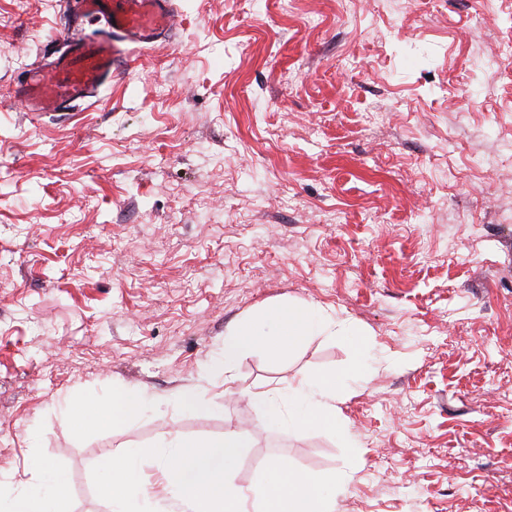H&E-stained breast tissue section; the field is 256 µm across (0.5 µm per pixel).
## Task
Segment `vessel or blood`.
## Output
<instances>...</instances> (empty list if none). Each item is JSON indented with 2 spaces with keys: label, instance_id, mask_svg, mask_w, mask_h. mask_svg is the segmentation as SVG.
Segmentation results:
<instances>
[{
  "label": "vessel or blood",
  "instance_id": "vessel-or-blood-1",
  "mask_svg": "<svg viewBox=\"0 0 512 512\" xmlns=\"http://www.w3.org/2000/svg\"><path fill=\"white\" fill-rule=\"evenodd\" d=\"M74 24L103 23L99 37L66 35L49 65L27 69L15 88L31 112H59L89 98L129 61L132 49L151 48L172 28L174 0H70Z\"/></svg>",
  "mask_w": 512,
  "mask_h": 512
}]
</instances>
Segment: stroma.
<instances>
[{"label":"stroma","instance_id":"stroma-1","mask_svg":"<svg viewBox=\"0 0 512 512\" xmlns=\"http://www.w3.org/2000/svg\"><path fill=\"white\" fill-rule=\"evenodd\" d=\"M176 5L95 106L36 115L13 90L62 3L0 0V494L46 462L62 512H109L105 452L238 430V487L275 458L343 475L334 512H512V66L482 64L512 0ZM282 301L335 335L225 382V333ZM333 370L335 430L248 401ZM115 386L150 405L68 417ZM159 465L141 502L191 512Z\"/></svg>","mask_w":512,"mask_h":512}]
</instances>
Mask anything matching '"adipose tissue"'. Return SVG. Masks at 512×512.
<instances>
[{
    "label": "adipose tissue",
    "mask_w": 512,
    "mask_h": 512,
    "mask_svg": "<svg viewBox=\"0 0 512 512\" xmlns=\"http://www.w3.org/2000/svg\"><path fill=\"white\" fill-rule=\"evenodd\" d=\"M331 333V319L319 307L292 303L266 307L229 331L224 339L222 365L225 372H232L252 349L284 357L306 339ZM348 381V375L343 373L311 375L288 394L257 390L249 392L248 400L272 422L291 429L318 431L335 424L336 392ZM144 405V400H131L123 389L115 388L96 406L77 401L69 405L68 411L85 416L90 426L117 425L131 419ZM56 472L55 465L40 464L32 481L15 495L0 499V512H56L57 504L67 495V486L56 480Z\"/></svg>",
    "instance_id": "adipose-tissue-1"
}]
</instances>
